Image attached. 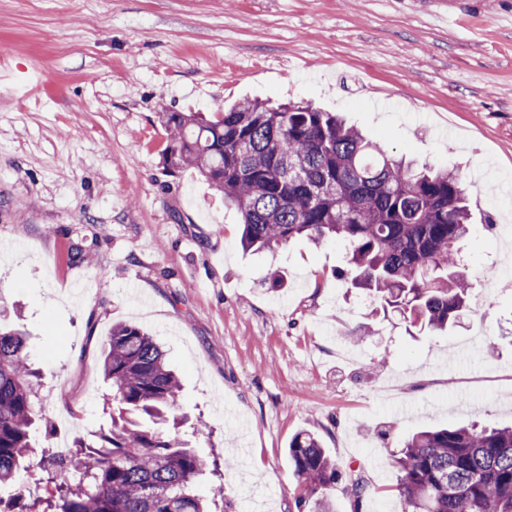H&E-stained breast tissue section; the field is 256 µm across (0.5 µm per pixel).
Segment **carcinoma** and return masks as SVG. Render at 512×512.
<instances>
[{
    "instance_id": "cac0c4a2",
    "label": "carcinoma",
    "mask_w": 512,
    "mask_h": 512,
    "mask_svg": "<svg viewBox=\"0 0 512 512\" xmlns=\"http://www.w3.org/2000/svg\"><path fill=\"white\" fill-rule=\"evenodd\" d=\"M173 136L164 160L174 173L196 169L243 225L241 245L257 250L307 237L338 240L341 272L383 310L410 314L443 331L471 295L464 243L471 211L462 180L446 169L415 168L389 156L336 113L302 103L276 108L246 101L203 120L165 112ZM117 410L97 442L73 441L62 456L56 427L35 408L25 333L0 329V485L29 472L39 454L46 496L3 500L0 512H209L193 482L215 471L177 430L180 382L164 351L135 325L112 327L103 356ZM312 512H332L336 463L309 433L289 444ZM398 492L411 512H512V426L425 430L395 455Z\"/></svg>"
}]
</instances>
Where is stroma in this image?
<instances>
[{"label": "stroma", "mask_w": 512, "mask_h": 512, "mask_svg": "<svg viewBox=\"0 0 512 512\" xmlns=\"http://www.w3.org/2000/svg\"><path fill=\"white\" fill-rule=\"evenodd\" d=\"M0 66L38 79L0 91V323L26 329L60 437L107 425L118 323L161 343L192 447L230 461L196 484L223 481L226 512H310L287 454L302 432L337 464L335 512H405L409 436L512 424V0H0ZM256 99L342 113L462 176L461 324L371 316L336 242L243 251L222 196L166 172L163 113Z\"/></svg>", "instance_id": "1"}]
</instances>
